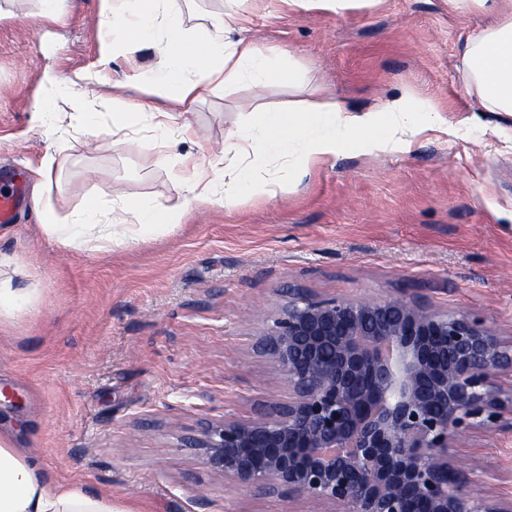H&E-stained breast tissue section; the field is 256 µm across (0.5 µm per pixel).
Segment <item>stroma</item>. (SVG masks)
I'll use <instances>...</instances> for the list:
<instances>
[{"instance_id":"1","label":"stroma","mask_w":512,"mask_h":512,"mask_svg":"<svg viewBox=\"0 0 512 512\" xmlns=\"http://www.w3.org/2000/svg\"><path fill=\"white\" fill-rule=\"evenodd\" d=\"M39 0H0V186L27 188L13 224H0V281L32 297L0 319V428L16 433L46 473L111 492L128 512H318L299 497L269 496L226 481L177 446L176 427L254 418L292 395L288 379L257 352L295 288L314 299L403 297L475 315L512 337V115L486 112L462 67L466 41L486 26L448 0H377L333 13L286 0H175L186 27L234 9L273 67L294 64L297 83L243 84L191 104L172 128L181 155H220L247 121V98L273 106L329 96L367 109L408 95L432 101L438 123L408 151H355L328 161L258 155L272 193L231 207L190 205L182 224L122 249L76 251L50 240L31 188L46 154L65 165L44 195L73 210L102 191L114 224L131 216L111 191L167 205L185 196L172 162L149 163L159 142L149 112L162 90L129 86L138 123L118 151L93 148L80 121L38 117L53 91L46 74L82 82L100 139L112 113L100 97L124 58L99 71L103 0H64L58 19ZM448 456L480 462L471 488L512 499V431L493 422L454 437Z\"/></svg>"}]
</instances>
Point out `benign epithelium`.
Returning <instances> with one entry per match:
<instances>
[{
    "mask_svg": "<svg viewBox=\"0 0 512 512\" xmlns=\"http://www.w3.org/2000/svg\"><path fill=\"white\" fill-rule=\"evenodd\" d=\"M257 348L293 396L182 432L208 471L334 512H512L447 461L453 435L498 416L497 379L512 375V340L484 319L290 289Z\"/></svg>",
    "mask_w": 512,
    "mask_h": 512,
    "instance_id": "obj_1",
    "label": "benign epithelium"
}]
</instances>
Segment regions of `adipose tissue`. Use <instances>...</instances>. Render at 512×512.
<instances>
[{
    "label": "adipose tissue",
    "instance_id": "ef3b65f1",
    "mask_svg": "<svg viewBox=\"0 0 512 512\" xmlns=\"http://www.w3.org/2000/svg\"><path fill=\"white\" fill-rule=\"evenodd\" d=\"M121 3L120 13L98 24L104 47L99 60L102 70L110 69L117 54L130 65L124 79L112 84L110 149L123 146L134 125L135 107L124 100L123 91L140 80L135 61L145 44L157 49L151 81L163 89L167 101L166 108L150 115L151 129L160 138L181 119L182 108L203 92L285 78L284 72L269 66L264 51L253 41L242 37L225 41V33L238 26L236 14L227 13L188 29L171 0ZM448 5L462 14L491 15V23L469 41L463 65L484 110L512 114V0H448ZM435 115L431 102L409 96L390 99L360 114L326 100L291 99L273 107L256 104L229 148L238 158L233 169H226L223 159L204 156L184 169L188 201L158 205L122 197L124 211L133 217L128 224L101 223L100 196L96 193L87 196L79 209L60 213L44 197L57 162L52 154L44 158L41 181L33 188L32 200L42 229L56 243L72 250H108L128 240L174 229L182 222L189 202L231 205L266 191V183L257 179L248 161L250 154H284L295 143L301 144L306 159H330L360 147L404 152L418 132L434 122ZM0 512L125 510L113 505L109 493L55 481L13 434L0 432Z\"/></svg>",
    "mask_w": 512,
    "mask_h": 512
}]
</instances>
